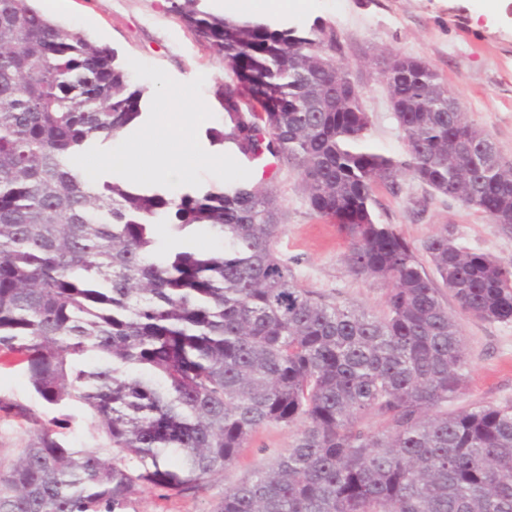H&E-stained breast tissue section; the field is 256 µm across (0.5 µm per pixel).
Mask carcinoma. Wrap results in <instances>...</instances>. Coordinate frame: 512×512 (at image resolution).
<instances>
[{
  "label": "carcinoma",
  "mask_w": 512,
  "mask_h": 512,
  "mask_svg": "<svg viewBox=\"0 0 512 512\" xmlns=\"http://www.w3.org/2000/svg\"><path fill=\"white\" fill-rule=\"evenodd\" d=\"M167 3L233 75L211 141L240 163L271 155L298 169L312 211L345 228L350 271L386 285L385 311L299 286L274 249L267 190L90 185L71 158L130 129L144 89L109 47L30 0H0V368L23 371L50 405L84 403L111 449L70 448L0 399L33 430L0 462V512H128L141 487L192 490L259 428L298 422L291 448L225 489L214 512H512V404L448 412L469 359L440 291L458 314L512 321V262L445 227L423 244L434 280L371 214L375 189L394 193L408 175L512 229V163L420 60L383 59L407 145L394 158L369 141L349 66L321 61L322 45L341 56L334 29ZM159 221L178 238L202 227L223 247L164 249ZM89 352L100 362L78 365Z\"/></svg>",
  "instance_id": "carcinoma-1"
}]
</instances>
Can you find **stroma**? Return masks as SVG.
<instances>
[{"mask_svg":"<svg viewBox=\"0 0 512 512\" xmlns=\"http://www.w3.org/2000/svg\"><path fill=\"white\" fill-rule=\"evenodd\" d=\"M483 0H290V25L332 26L361 92L370 118V142L399 158L405 142L392 110L382 73L384 57L400 54L427 63L447 83L470 118L493 139L501 157L512 162V0H499L494 15ZM166 0H61L59 22L91 41L115 50L120 61L133 58L164 69L186 83L204 76L202 97L212 112L205 128H218L224 110L215 95L231 82L224 58L166 11ZM253 185L274 191L279 200L281 233L276 250L298 284L328 302L382 314L385 285L353 276L345 263L348 238L332 218L310 209L299 172L276 162L273 174L251 165ZM372 217L393 224L413 247L441 228L470 251L512 261V232L488 216L433 193L402 176L398 193H374ZM459 323L470 361L465 396L449 402L456 411L474 402L512 403V321H481L463 316ZM0 399L26 404L42 419L64 420L62 439L73 448L108 454V441L88 408L78 401L63 406L44 402L18 370H0ZM297 427L268 425L252 436L239 459L206 479L194 493L144 488L133 499L134 512H213L226 487L247 478L292 445Z\"/></svg>","mask_w":512,"mask_h":512,"instance_id":"obj_1","label":"stroma"}]
</instances>
